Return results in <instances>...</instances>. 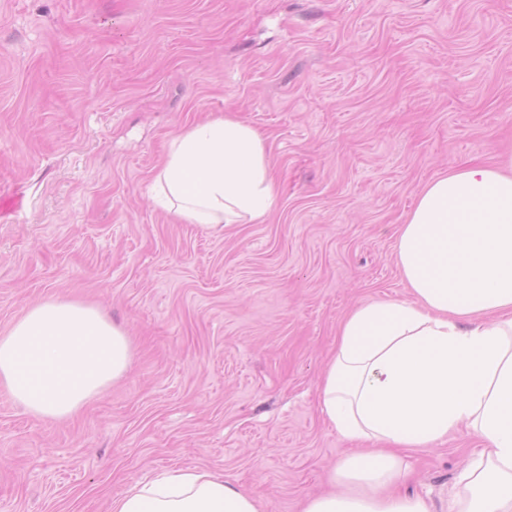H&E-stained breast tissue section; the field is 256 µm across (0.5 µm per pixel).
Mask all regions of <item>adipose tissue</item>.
Here are the masks:
<instances>
[{"mask_svg": "<svg viewBox=\"0 0 512 512\" xmlns=\"http://www.w3.org/2000/svg\"><path fill=\"white\" fill-rule=\"evenodd\" d=\"M279 185L265 136L227 114L174 138L149 200L182 224H259ZM412 302L373 300L341 322L321 383L325 419L355 451L301 512H431L403 493L399 450L468 424L484 442L455 512H512V155L431 180L397 235ZM131 341L93 304L50 298L0 336V388L30 414L77 415L127 372ZM110 512H261L218 471L167 469Z\"/></svg>", "mask_w": 512, "mask_h": 512, "instance_id": "adipose-tissue-1", "label": "adipose tissue"}]
</instances>
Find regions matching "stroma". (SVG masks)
I'll return each instance as SVG.
<instances>
[{
  "label": "stroma",
  "mask_w": 512,
  "mask_h": 512,
  "mask_svg": "<svg viewBox=\"0 0 512 512\" xmlns=\"http://www.w3.org/2000/svg\"><path fill=\"white\" fill-rule=\"evenodd\" d=\"M233 114L266 137L261 224H178L148 195L170 140ZM512 151V0H0V334L48 298L127 332L75 418L0 391V512H109L206 468L300 512L350 451L319 405L336 328L407 300L396 230L449 168ZM483 448L402 455L449 512Z\"/></svg>",
  "instance_id": "1"
}]
</instances>
